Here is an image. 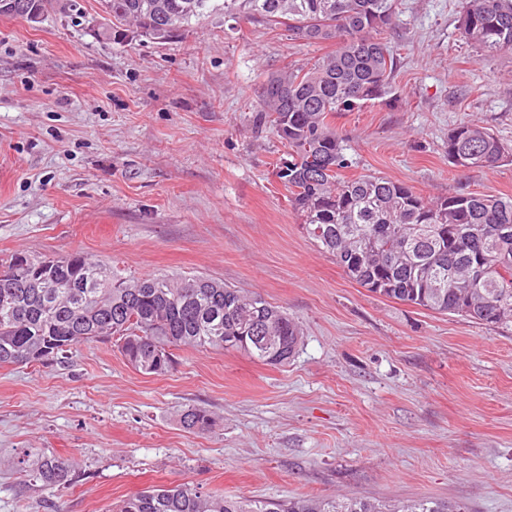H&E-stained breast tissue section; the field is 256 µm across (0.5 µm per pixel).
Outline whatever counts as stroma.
I'll list each match as a JSON object with an SVG mask.
<instances>
[{"label":"stroma","instance_id":"obj_1","mask_svg":"<svg viewBox=\"0 0 512 512\" xmlns=\"http://www.w3.org/2000/svg\"><path fill=\"white\" fill-rule=\"evenodd\" d=\"M393 105L337 113L346 178L378 175L424 196L512 195V161H448V131L490 129L512 147V54L478 55L461 0H399ZM80 21L0 16V259L81 253L147 274L203 275L261 293L299 322L285 366L176 350L163 375L113 342L71 360L0 366V512H112L150 486L252 500L448 499L512 512V327L381 297L309 240L273 174L280 139L255 91L336 49L217 12L166 41ZM202 405L215 424L185 430ZM34 450L71 459L48 491L19 470ZM179 421L184 428L197 433L209 431L214 424V418L210 410L202 405L186 407L181 412Z\"/></svg>","mask_w":512,"mask_h":512}]
</instances>
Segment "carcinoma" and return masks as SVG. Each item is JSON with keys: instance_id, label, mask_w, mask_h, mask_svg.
Masks as SVG:
<instances>
[{"instance_id": "1", "label": "carcinoma", "mask_w": 512, "mask_h": 512, "mask_svg": "<svg viewBox=\"0 0 512 512\" xmlns=\"http://www.w3.org/2000/svg\"><path fill=\"white\" fill-rule=\"evenodd\" d=\"M12 16H43L59 0H7ZM99 35L110 39L132 21L141 36L169 40L192 21L224 17L281 25L289 36L337 41L336 51L310 68L273 74L258 91L257 121L288 148L281 180L302 228L345 274L369 292L482 324L512 323V196L450 194L429 199L413 187L381 176L340 177L352 166L333 120L338 112L380 101L389 104L396 67L382 37L399 21L398 0H98ZM462 36L482 56L512 53V0H462ZM512 157L487 128L460 123L448 132V161L458 168L492 170ZM51 288L14 282L0 304V366L70 359L77 346L116 339L127 363L146 375L176 365L175 349L242 352L258 362L285 366L301 340L288 314L254 292L197 276L129 278L109 263L72 253L44 271ZM279 338L267 350L251 329ZM181 425L209 431L214 418L202 405L180 414ZM48 489L71 485L70 460L33 457ZM117 512H464L444 499L425 497L388 504L352 496L254 500L204 495L183 487L152 486L126 496Z\"/></svg>"}]
</instances>
